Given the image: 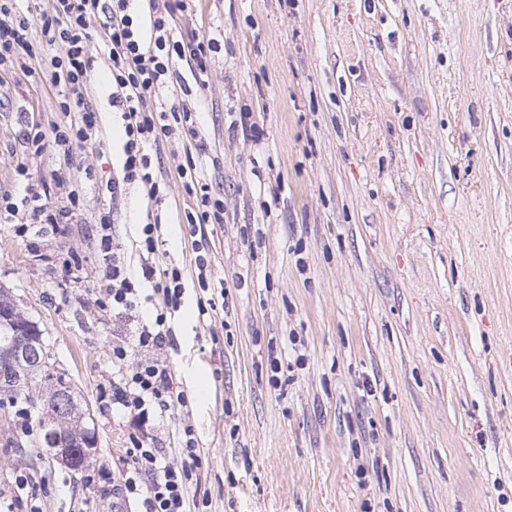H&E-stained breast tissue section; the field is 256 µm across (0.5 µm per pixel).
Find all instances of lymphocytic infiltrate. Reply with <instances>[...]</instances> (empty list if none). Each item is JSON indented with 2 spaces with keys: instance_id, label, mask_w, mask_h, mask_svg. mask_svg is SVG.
<instances>
[{
  "instance_id": "1",
  "label": "lymphocytic infiltrate",
  "mask_w": 512,
  "mask_h": 512,
  "mask_svg": "<svg viewBox=\"0 0 512 512\" xmlns=\"http://www.w3.org/2000/svg\"><path fill=\"white\" fill-rule=\"evenodd\" d=\"M186 0H149L148 15L134 11L132 0H49L44 9H32L23 0H0V74L22 73L33 84H49L57 91V121L42 125L26 123L23 130L27 153L39 158L54 151L60 164H68L74 149L89 145L100 131L99 114L91 100L93 38L90 24L101 18V36L108 49L107 68L112 79V102L119 108L124 130L122 176L106 187L118 196L135 186L148 203H159L170 185L159 177L147 151L148 145L175 134L188 135L194 153L186 154L176 167L187 194L196 198L191 224H220L224 202L213 198L196 156L208 145L199 135L195 112L160 98L168 87L176 62H186L196 84H204L212 52L213 37L189 42L175 39L176 12L185 10ZM40 30L48 48L35 55L31 35ZM66 205L56 208L41 196H0V213L17 223L19 235H27L30 224L59 230L68 223L83 198L78 189L66 194ZM112 209H99L96 218L98 251L104 263L95 302L106 312L135 318L129 338L112 345V403L133 427L129 435L131 469L116 488L122 497L141 496L144 512H189V489L200 465L193 426H186L179 441L181 460L170 463L159 449L148 445L142 434L147 422L167 411L184 407L188 396L175 386L168 364L157 358L172 334V321L183 304L186 287L182 271L171 265L153 266L160 219L141 227L137 244L139 268L125 259L113 227Z\"/></svg>"
}]
</instances>
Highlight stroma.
Instances as JSON below:
<instances>
[{
  "label": "stroma",
  "instance_id": "stroma-1",
  "mask_svg": "<svg viewBox=\"0 0 512 512\" xmlns=\"http://www.w3.org/2000/svg\"><path fill=\"white\" fill-rule=\"evenodd\" d=\"M176 25L220 39L187 103L224 202L208 281L228 295L200 318L193 200L172 178L187 141L171 136L153 158L170 181L155 261L186 280L163 356L189 403L155 422L154 446L177 459L175 433L194 426L208 512H512V0H193ZM94 55L103 134L63 173L84 206L42 234L83 269L37 260L0 222V285L77 391L95 448L82 470H50L4 447L0 422V512L138 510L111 481L129 433L111 349L134 323L87 306L123 146L103 43ZM56 109L55 90L0 79V190L15 188L26 121ZM113 211L131 252L141 192ZM20 468L31 493L14 488Z\"/></svg>",
  "mask_w": 512,
  "mask_h": 512
}]
</instances>
